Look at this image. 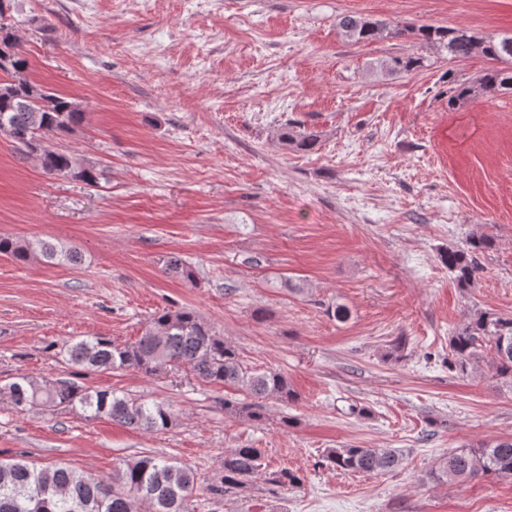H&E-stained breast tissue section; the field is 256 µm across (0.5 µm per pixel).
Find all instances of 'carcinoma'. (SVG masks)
<instances>
[{"instance_id":"carcinoma-1","label":"carcinoma","mask_w":512,"mask_h":512,"mask_svg":"<svg viewBox=\"0 0 512 512\" xmlns=\"http://www.w3.org/2000/svg\"><path fill=\"white\" fill-rule=\"evenodd\" d=\"M338 31L352 43L412 36L424 45L447 50L452 59L478 54L491 61L492 65L473 80L448 87L450 109L473 98H492L512 90V35L478 36L465 28L400 26L356 14L342 16ZM420 63V57L407 54L391 57L380 67L387 73H410ZM28 70V60L20 51L0 50V119L7 124V129L0 128V134L25 142L26 153L36 155L46 173L69 176L89 185L98 183L101 173L96 166L81 164L49 145L50 136L82 122L78 105L43 89L30 79ZM279 140L304 152L313 150L318 142L317 135L298 132L290 125L281 129ZM494 247L493 238L476 232L464 247L445 252L442 261L456 284L469 288L482 271V256ZM0 254L20 263L42 259L50 264H74L78 260L74 248L43 239L21 241L2 235ZM165 273L192 277L189 266L175 257L167 261ZM490 343L495 349V375L511 384L512 314L482 310L467 314L449 339L450 368L461 376L468 375ZM59 353L71 364L89 370H131L153 375L169 366L183 365L201 381L233 392L230 397L224 396V413L254 423L266 417L261 400L273 398L283 404L296 400L285 375L277 371L258 373L245 366L237 350L191 308L156 313L133 343L120 345L105 336H88L59 346ZM0 393L7 394L21 410L78 408L90 419L107 417L146 431L166 429L173 422L170 408L162 402L142 401L107 390L91 391L68 380H37L21 374L1 387ZM262 460L259 448L224 451L220 482L209 487L210 493L225 497L243 491L262 474ZM325 461L334 470L376 474L396 469L403 458L389 448L349 445L329 449ZM508 477H512V439L459 449L430 472L436 482ZM267 481L292 489L301 487L303 476L297 470L283 468L270 473ZM197 496L194 471L162 456L124 460L107 479L60 465L37 466L21 458L0 459V512H142L145 504L149 512H194Z\"/></svg>"}]
</instances>
